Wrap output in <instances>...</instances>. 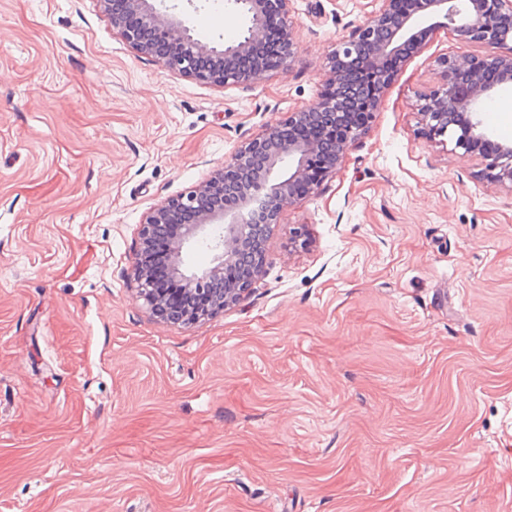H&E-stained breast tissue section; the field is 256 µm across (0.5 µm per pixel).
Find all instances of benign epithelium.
Masks as SVG:
<instances>
[{
    "label": "benign epithelium",
    "instance_id": "1",
    "mask_svg": "<svg viewBox=\"0 0 512 512\" xmlns=\"http://www.w3.org/2000/svg\"><path fill=\"white\" fill-rule=\"evenodd\" d=\"M290 0H227L247 24L232 41L193 35L180 13L164 10L157 0H124L112 11V28L137 53L157 58L165 70L216 86L249 84L285 71L293 59ZM446 25L463 43H480L482 57H442L440 82L421 96L419 111L429 137H448L466 152L487 161V175L512 183V144L493 142L480 112L494 95L512 88V56L497 49L512 41V0H383L328 58L320 94L248 139L196 190L155 207L140 230L141 250L133 267L138 297L166 321L191 324L242 302L266 261V230L281 212L336 174L349 143L365 131L387 87L404 62L438 27ZM316 118L320 140L291 134ZM180 212L192 223L176 225L165 257L181 293L194 296V308L175 312L152 287L149 271L156 257L150 241L158 224L173 222ZM206 244L215 251L210 267L187 270L179 260L184 248ZM254 251V268L242 274L239 256Z\"/></svg>",
    "mask_w": 512,
    "mask_h": 512
}]
</instances>
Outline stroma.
Masks as SVG:
<instances>
[{"mask_svg":"<svg viewBox=\"0 0 512 512\" xmlns=\"http://www.w3.org/2000/svg\"><path fill=\"white\" fill-rule=\"evenodd\" d=\"M382 6L290 0L289 70L214 86L98 0H0V512H512V185L418 110L485 46L433 32L244 302L170 324L131 279L146 215L311 104Z\"/></svg>","mask_w":512,"mask_h":512,"instance_id":"1","label":"stroma"}]
</instances>
